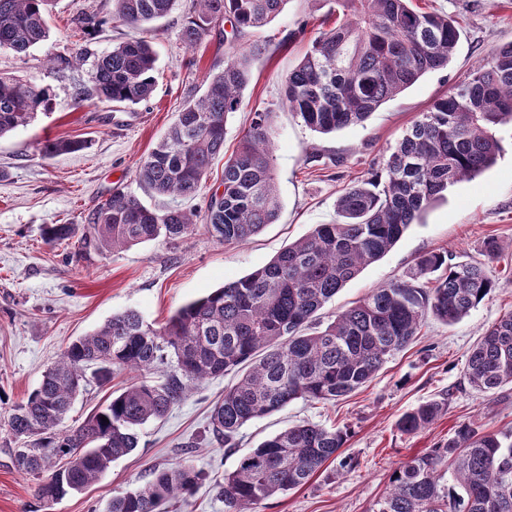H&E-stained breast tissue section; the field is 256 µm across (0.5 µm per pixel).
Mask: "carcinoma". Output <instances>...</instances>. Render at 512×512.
Listing matches in <instances>:
<instances>
[{"label":"carcinoma","instance_id":"carcinoma-1","mask_svg":"<svg viewBox=\"0 0 512 512\" xmlns=\"http://www.w3.org/2000/svg\"><path fill=\"white\" fill-rule=\"evenodd\" d=\"M51 0H0V49L24 53L48 40ZM183 35L201 43L224 22L232 52L186 100L165 136L141 162L137 179L158 196L192 198L213 161L224 153L228 114L238 111L257 44L237 46L268 24L286 0H194ZM176 0H112V16L85 13L73 32L88 38L116 17L131 28L166 17ZM341 14L321 31L285 80L282 107L319 134L366 120L422 75L448 66L459 39L445 13L413 0H336ZM156 54L129 38L101 55L91 74L100 100L137 105L155 90ZM52 109V92L0 76V137ZM272 113L256 112L236 153L224 161L221 189L207 203L205 227L226 246L247 243L281 208L273 174ZM512 123V43L483 60L469 78L437 99L402 135L383 164L384 178L357 179L336 202V219L317 225L265 266L181 307L154 327L133 309L112 315L81 336L13 406L8 431L24 441L12 450L15 469L33 477L55 459L66 463L36 489L44 507L92 484L112 461L138 447L137 428L164 417L204 380L248 365L224 389L207 425L211 441L238 447L240 429L295 400L328 402L365 386L419 334L428 318L455 324L495 288L487 264L504 250L495 238L481 247L485 261L419 256L400 280L376 288L322 328L304 333L344 285L383 257L448 186L489 167L499 152L491 125ZM87 147L84 140H47L46 157ZM198 212L178 205H144L115 188L84 217L80 250L101 254L194 231ZM71 224H48L46 240L72 238ZM135 374L77 427L60 426L88 378L106 385ZM464 377L477 392L512 384V312L489 326L469 353ZM446 403L430 400L404 413L400 432L432 424ZM107 421H102V418ZM347 440L340 428L303 422L241 456L219 486L224 512L254 506L306 484L336 459ZM206 479L182 461L150 471L140 487L112 496L109 512H164ZM371 512H512V436L474 422L456 426L448 441L396 468L389 491Z\"/></svg>","mask_w":512,"mask_h":512}]
</instances>
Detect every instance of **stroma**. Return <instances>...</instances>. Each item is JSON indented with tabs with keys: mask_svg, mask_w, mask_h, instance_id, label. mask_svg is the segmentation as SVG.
Masks as SVG:
<instances>
[{
	"mask_svg": "<svg viewBox=\"0 0 512 512\" xmlns=\"http://www.w3.org/2000/svg\"><path fill=\"white\" fill-rule=\"evenodd\" d=\"M419 7L455 18L456 52L443 69L430 71L364 122L322 135L280 105L284 81L323 28L334 0H287L247 42L262 44L250 62L251 78L240 109L227 117L224 151L232 153L256 112H271L274 168L281 200L275 223L241 246H227L204 228L176 241L146 242L116 253L82 252L77 242L47 243L48 224L81 223L99 201L120 187L144 204L163 198L136 180L141 160L165 135L185 100L200 95L208 73L224 66L228 44L218 33L190 47L183 26L192 0H177L166 18L139 29L157 54L156 89L149 102L118 106L96 97L76 102L89 87L90 64L51 66L48 55L72 57L79 49L102 54L130 34L114 21L88 40L73 37L69 24L82 13L107 14L111 0H53L47 43L16 54L0 49V75L54 91L49 113L0 138V512H34L38 478L12 463L16 441L8 431L13 406L27 398L44 371L79 336L113 314L137 310L161 326L182 305L266 265L316 225L336 217V200L360 176L381 171L391 148L419 113L465 80L478 62L512 43V0H417ZM501 151L495 163L469 181L449 187L420 221L382 258L365 267L320 311L321 322L361 300L374 288L404 277L428 252L478 257L483 241L498 238L505 249L490 263L494 291L453 325L428 320L417 338L365 387L332 403L296 400L283 410L247 423L238 448L211 443L205 435L212 404L234 374L203 381L160 420L139 429V445L113 461L85 490L43 507V512H108L113 495L143 483L151 468L189 461L208 478L194 495L169 512H224L217 484L241 454L268 436L301 421L342 427L347 441L304 486L256 505L255 512H369L389 489L393 470L447 441L455 426L473 421L486 430L512 429V384L479 393L463 376L466 357L485 329L512 311V125L490 127ZM48 140H85L87 149L43 157ZM447 399L444 414L414 435L396 423L418 404ZM350 461L352 470L342 469Z\"/></svg>",
	"mask_w": 512,
	"mask_h": 512,
	"instance_id": "1",
	"label": "stroma"
}]
</instances>
